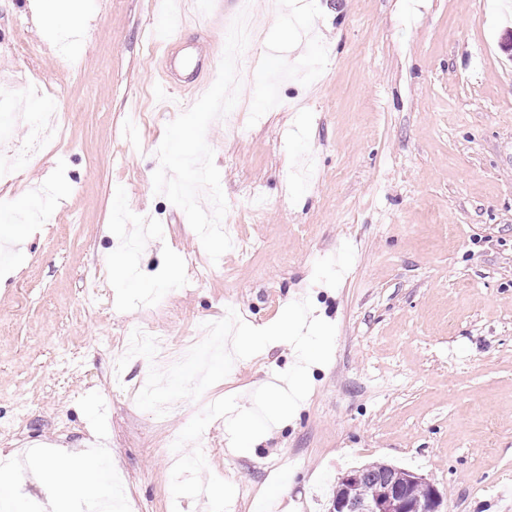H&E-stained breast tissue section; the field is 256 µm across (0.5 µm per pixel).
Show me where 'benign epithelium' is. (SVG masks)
<instances>
[{
  "instance_id": "benign-epithelium-1",
  "label": "benign epithelium",
  "mask_w": 512,
  "mask_h": 512,
  "mask_svg": "<svg viewBox=\"0 0 512 512\" xmlns=\"http://www.w3.org/2000/svg\"><path fill=\"white\" fill-rule=\"evenodd\" d=\"M415 484L419 485L421 493L429 494V499L416 501L407 489L387 480L379 487L378 497L374 502L361 504L347 498H339L333 501L330 512H439L436 506V488L417 474L408 477V485Z\"/></svg>"
}]
</instances>
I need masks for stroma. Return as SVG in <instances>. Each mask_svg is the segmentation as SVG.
<instances>
[{
  "instance_id": "1",
  "label": "stroma",
  "mask_w": 512,
  "mask_h": 512,
  "mask_svg": "<svg viewBox=\"0 0 512 512\" xmlns=\"http://www.w3.org/2000/svg\"><path fill=\"white\" fill-rule=\"evenodd\" d=\"M42 2L0 0V75L27 71L37 90L0 97L12 126L0 161L26 158L0 184V215L35 206L0 259V461L29 453L0 512H49L38 471L62 452L123 468L135 512H203L173 499L162 447L220 398L250 407L296 363L293 346L236 360L160 417L113 391V360L95 344H120L145 321L190 333L230 308L263 328L306 297L336 336L293 417L246 452L222 418L183 448H211L210 473L236 489L229 512L259 501L328 512L341 474L369 463L425 477L441 512H512V11L499 0H248L256 63L225 82L231 35L203 31L217 53L211 91L168 111L157 102L164 44L205 0H77L74 34L37 24ZM20 32L32 55L14 52ZM221 108L241 113V131L217 120ZM50 110L71 119L34 150L19 120ZM198 171L253 244L247 257L200 238L187 202ZM138 224L157 236L132 256L134 289L110 261ZM189 256L209 279L187 284ZM94 272L99 309L85 302Z\"/></svg>"
}]
</instances>
